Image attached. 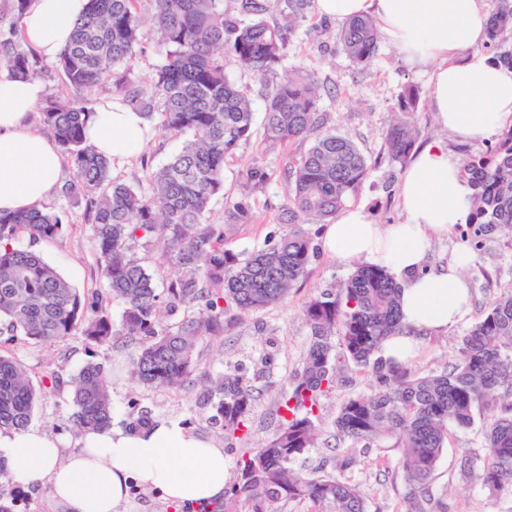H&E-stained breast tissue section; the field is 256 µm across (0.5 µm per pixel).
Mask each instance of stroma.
I'll return each mask as SVG.
<instances>
[{
	"mask_svg": "<svg viewBox=\"0 0 512 512\" xmlns=\"http://www.w3.org/2000/svg\"><path fill=\"white\" fill-rule=\"evenodd\" d=\"M137 12L142 20L143 53L137 54L128 67L143 90H151L155 70L161 59L154 50L150 0H139ZM299 27L281 67L258 77L244 71L232 55H225L226 73L250 99L256 114H263L267 97L286 72L300 69L314 73L322 88L321 110L327 115L328 129L351 138L364 154L368 175L348 203L361 206L381 224H397L402 220L399 187L403 169L392 163L385 134L408 87L420 92L417 112L412 116L419 134L418 143L444 137L431 109L430 70L412 64L386 43H379L369 63L357 66L340 51L336 43L339 22L319 17L313 7H306ZM152 135L137 157L115 161L111 176L132 186L146 183V171L156 168L177 151L183 136L165 132L159 120L148 123ZM301 142L267 147L261 131H254L224 165V192L211 204L209 221L226 223L228 215L241 202L252 206L250 223L231 228L224 235L226 248L247 254L263 247L271 233L282 227L287 206L286 184L296 160L305 151ZM264 168L269 182L253 188L247 181L250 167ZM72 224L60 237L30 244L20 239L19 247H33L44 261L52 265L82 293L105 292L96 255L91 245L92 226L85 206L72 210ZM350 275L347 268L324 254H316L305 277L291 291L286 301L256 314L243 316L225 326L218 338L199 343L198 369L180 390H147L136 386L127 369L134 350L123 342L99 346L76 335L67 340L33 344L16 339L11 351L26 367L34 385L46 383L48 376L60 379L58 390L46 394L35 406L31 428L58 439L66 451L78 447L79 432L67 421L70 405V380L87 361L104 365L112 394V425L126 428L136 408L151 410L154 420H172L187 430L212 440L224 448L229 460H237L223 431L213 426L210 411L203 405L200 392L210 378L222 374L225 363L242 364L248 373L261 367L264 357H271L269 373L258 380L260 393L253 411L250 440L264 444L274 433L278 393L290 376L300 369L309 343V329L301 312L308 299L321 292L335 291ZM471 293L469 316L448 333L425 338L413 366L423 373H439L454 360L462 336L488 310L503 289L512 284V235L503 229L485 233L483 248L465 269ZM375 376L354 365L341 367L336 386L322 400L317 445L308 454L306 469L325 468L329 473H342L358 485L366 499L368 512H406L407 486L395 463L398 450L384 442L368 452L355 451L351 441L339 438L334 420L342 402L348 397L368 395L377 390ZM486 416L479 413L473 425L454 430L437 462L432 491L448 508V512H512V497H489L480 486L462 478L458 471L460 457L467 452L484 453ZM355 455L356 462L348 470H340V460Z\"/></svg>",
	"mask_w": 512,
	"mask_h": 512,
	"instance_id": "obj_1",
	"label": "stroma"
}]
</instances>
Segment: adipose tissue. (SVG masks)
<instances>
[{"instance_id":"ef3b65f1","label":"adipose tissue","mask_w":512,"mask_h":512,"mask_svg":"<svg viewBox=\"0 0 512 512\" xmlns=\"http://www.w3.org/2000/svg\"><path fill=\"white\" fill-rule=\"evenodd\" d=\"M86 6L87 0H31L23 18L28 42L55 57ZM314 6L336 21L371 17L405 58L435 63L432 107L456 139L481 141L512 127V67L489 63L478 51L488 30L482 0H314ZM39 94L34 82L0 77L2 213L28 210L57 187V144L27 123ZM85 138L107 158L127 159L141 153L148 132L138 112L107 101L87 122ZM472 195L460 159L433 140L416 151L401 181L403 223L379 224L363 208L348 207L326 226L323 248L338 264L382 267L402 278L403 330L383 341L384 358L412 362L425 336L448 331L468 313L469 250L458 246L452 262L433 268L426 262L435 235L466 223ZM0 456L16 483L49 484L65 512H118L132 477L178 504L220 500L228 467L223 449L175 422L139 433L87 431L67 455L42 432L4 431Z\"/></svg>"}]
</instances>
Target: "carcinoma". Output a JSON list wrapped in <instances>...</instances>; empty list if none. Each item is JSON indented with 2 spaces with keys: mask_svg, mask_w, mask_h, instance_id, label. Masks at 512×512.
Instances as JSON below:
<instances>
[{
  "mask_svg": "<svg viewBox=\"0 0 512 512\" xmlns=\"http://www.w3.org/2000/svg\"><path fill=\"white\" fill-rule=\"evenodd\" d=\"M138 0H88L56 68L67 93L36 104L40 121L67 155L75 179L59 195L82 199L92 214V243L107 283L106 293L82 295L40 255L16 245L35 244L66 231L69 214L41 205L0 214V430L22 431L31 420L37 392L24 365L7 345L21 336L33 344L76 334L97 345L116 338L135 348L132 380L148 390L178 389L197 370L199 341L224 335L239 316L282 303L304 276L315 254L306 224H328L368 174L366 158L350 138L325 129L319 111L320 85L314 74L296 71L270 94L264 141L275 147L313 137L287 182L288 227L277 239L247 255L224 247V229L208 222L212 199L224 191V162L253 134L249 100L224 71V53L264 76L283 61L295 36V20L306 0H284L288 21L265 19L267 0H240L238 15L224 12V0H150L156 49L163 62L151 94L143 93L123 68L141 49ZM26 0H14L16 21L0 39V74L32 81L35 62L22 48ZM512 31V0H498L489 16L487 47L497 62L512 66L504 48ZM343 53L357 66L378 47L369 18L349 20L338 34ZM107 89L133 106L142 118L160 114L169 132L186 134L181 149L148 173V189L111 178L109 159L84 139L93 110L90 97ZM391 160L405 166L415 142L412 125L399 121L387 132ZM463 173L474 189L468 223L473 250H482L487 228L512 231V128L486 153L464 160ZM154 245L180 274L158 291L155 277L132 252ZM400 283L390 271L358 267L336 292L311 297L303 306L310 340L302 367L282 387L276 428L260 447L249 445L256 391L240 368L212 381L210 420L225 439L240 444L237 480L224 500L201 504L198 512H283L290 502L309 512H367L353 483L324 470L296 464L316 444L321 399L336 384V350L356 367L374 374L380 389L345 400L335 419L338 436L371 445L395 440L397 466L408 486L406 512H434L433 474L448 434L470 427L476 413L491 414L485 456L460 458L463 478L479 483L492 497L512 496V287L503 289L482 318L461 338L451 369L421 373L411 364L385 359L383 340L400 331ZM121 304L119 322L112 302ZM71 423L75 430L111 427L112 405L103 366L86 362L72 379Z\"/></svg>",
  "mask_w": 512,
  "mask_h": 512,
  "instance_id": "1",
  "label": "carcinoma"
}]
</instances>
